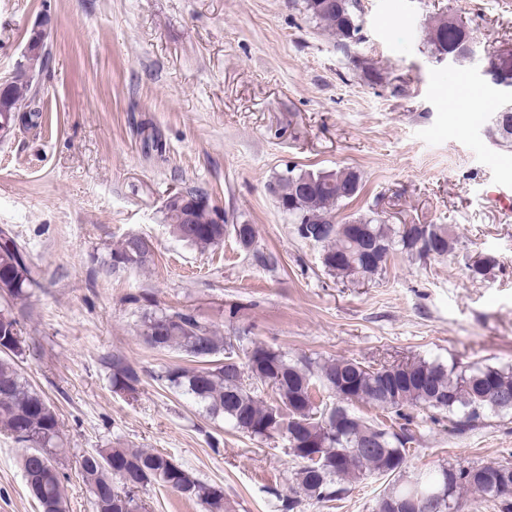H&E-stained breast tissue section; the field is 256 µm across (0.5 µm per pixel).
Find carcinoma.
<instances>
[{
	"label": "carcinoma",
	"instance_id": "obj_1",
	"mask_svg": "<svg viewBox=\"0 0 512 512\" xmlns=\"http://www.w3.org/2000/svg\"><path fill=\"white\" fill-rule=\"evenodd\" d=\"M307 16L336 40V49L356 57L361 44L358 0H302ZM473 34L460 19L449 23L439 14L425 26L423 46L433 58L458 52L456 67L472 58L459 47ZM29 62L36 80L15 78L0 87V131L15 126L33 128L42 117L35 81L46 72L48 33L29 32ZM496 144L512 148V99H504L487 129ZM279 208L294 224L303 241L322 248L321 264L341 281L358 276L371 281L387 267L383 259L404 253L420 261L443 258L456 249L457 240L447 224L394 226L375 211L358 215L355 222L368 233L358 237L352 227L336 221V211L356 198L362 177L352 168L326 173L290 168L276 177ZM187 204L179 211L163 207L165 221L180 240L205 251L224 242L231 233L244 248L256 238L252 224H216L214 203L199 190L187 191ZM145 236L132 234L110 250L103 263L107 272L143 268L151 250L139 248ZM342 262L333 261L336 256ZM468 269L482 275L495 258L481 253L470 257ZM42 288L41 271L31 263L25 243L7 225L0 227V432L24 448L22 467L26 485L40 512H66L61 473L62 434L58 415L23 376L17 358L26 348L24 309L31 295ZM141 341L155 350H178L192 358L194 367L169 368L157 380L190 396L212 417H222L250 437L275 434L287 443L300 466L286 495L279 494L280 512H294L302 500L332 502L346 485L368 475L399 476L418 443L412 429L424 411L446 414L462 431L481 423L488 413L512 412V369L492 365H457L415 358L398 366L373 367L356 359L315 360L290 358L288 353L254 343L235 354L234 344L202 324L192 313L143 308L138 328ZM112 389L135 394L143 382V369L115 353L107 361ZM261 383L272 389L269 404L256 390ZM325 393L338 403L316 400ZM354 403L373 406L401 420L398 428L372 423L350 410ZM80 473L91 496L93 512H122L125 506L142 512L136 490L158 485L195 501L205 512H230L224 489L199 479L169 456L147 448H97L81 456ZM499 472L512 480V465L458 462L415 472L395 480L377 502L388 512L387 498L410 501L407 512H448V505L425 509L413 506L448 488V501L460 505L462 490L472 492L495 512H512V489L494 492L487 477Z\"/></svg>",
	"mask_w": 512,
	"mask_h": 512
}]
</instances>
